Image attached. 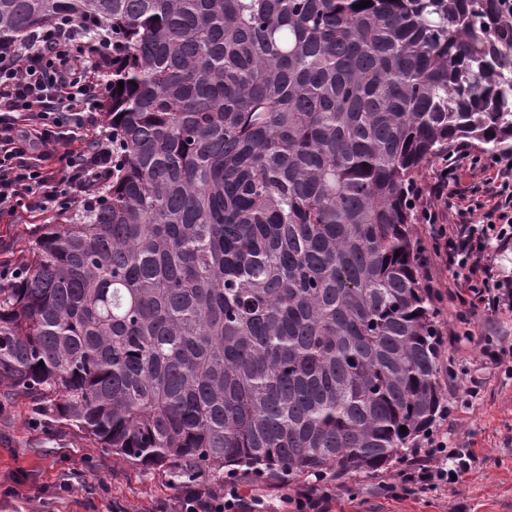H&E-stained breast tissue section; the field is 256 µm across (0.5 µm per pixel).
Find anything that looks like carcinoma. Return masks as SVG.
Returning <instances> with one entry per match:
<instances>
[{
  "label": "carcinoma",
  "instance_id": "obj_1",
  "mask_svg": "<svg viewBox=\"0 0 512 512\" xmlns=\"http://www.w3.org/2000/svg\"><path fill=\"white\" fill-rule=\"evenodd\" d=\"M360 2L0 0V42L66 17L117 48L112 180L0 284L1 398L179 478L339 480L429 436L414 188L512 153V16Z\"/></svg>",
  "mask_w": 512,
  "mask_h": 512
}]
</instances>
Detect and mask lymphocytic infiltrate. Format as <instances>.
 <instances>
[{
	"instance_id": "f902f5d3",
	"label": "lymphocytic infiltrate",
	"mask_w": 512,
	"mask_h": 512,
	"mask_svg": "<svg viewBox=\"0 0 512 512\" xmlns=\"http://www.w3.org/2000/svg\"><path fill=\"white\" fill-rule=\"evenodd\" d=\"M86 21L69 18L0 45V224L49 220L91 201L112 177V135L100 119L112 89V40L90 38ZM463 165L444 164L416 188L420 218L433 230L424 285L436 288L435 266L454 270L458 321L478 310L512 315V277L497 265L512 249V155L487 161L481 184L459 190ZM454 211L457 221L443 217ZM479 223H471V216ZM417 463L397 471L390 491L422 496L446 491L475 469L472 449L431 434ZM180 512H254L235 481L223 493L198 485L184 491Z\"/></svg>"
}]
</instances>
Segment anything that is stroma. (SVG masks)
Masks as SVG:
<instances>
[{"label":"stroma","instance_id":"35a3bbf8","mask_svg":"<svg viewBox=\"0 0 512 512\" xmlns=\"http://www.w3.org/2000/svg\"><path fill=\"white\" fill-rule=\"evenodd\" d=\"M471 341H448L442 358L476 370L477 397H469V376L441 380L453 420L436 422L453 444L473 448L479 463L453 490L428 499H397L383 485L396 465L350 474L343 486L325 482L336 495L335 512H512V378L484 356L485 337L512 342V320L485 313L468 323ZM186 482L167 467L120 461L52 412H38L22 400L0 402V512H155L177 507Z\"/></svg>","mask_w":512,"mask_h":512}]
</instances>
